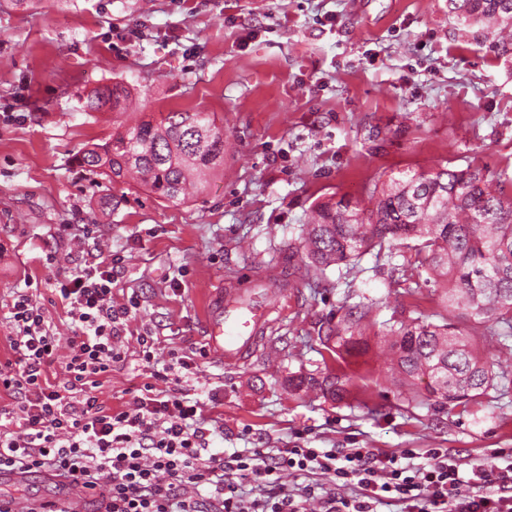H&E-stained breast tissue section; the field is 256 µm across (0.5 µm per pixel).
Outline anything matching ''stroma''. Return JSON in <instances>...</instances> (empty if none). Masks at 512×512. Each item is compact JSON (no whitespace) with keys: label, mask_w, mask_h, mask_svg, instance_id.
Here are the masks:
<instances>
[{"label":"stroma","mask_w":512,"mask_h":512,"mask_svg":"<svg viewBox=\"0 0 512 512\" xmlns=\"http://www.w3.org/2000/svg\"><path fill=\"white\" fill-rule=\"evenodd\" d=\"M135 88L141 114L86 112L103 85ZM201 111L223 125L230 154L205 192L183 203L110 184L75 162L87 143L136 118ZM436 164L479 166L512 192V64L448 18L446 0H41L0 9V360L10 358L13 289L39 284L54 331L71 321L52 300L55 267L116 254L112 291L136 295L138 325L169 350L199 352L192 384L223 418L219 451L247 448H444L464 463L512 451V400L488 395L472 412L410 401L390 378L377 338L384 321L438 312L368 254L334 268L314 291L300 264L301 229L319 200L366 202L377 177ZM116 196L117 209L98 200ZM63 224L87 237L61 238ZM55 264H48V257ZM288 271L278 313L237 362L207 354L206 314L217 289L248 288ZM373 309L364 354L338 365L353 382L334 402L289 391L324 370L320 323L345 305ZM130 356L99 390L106 405L146 382ZM26 504L92 494L45 473L0 480V498Z\"/></svg>","instance_id":"obj_1"}]
</instances>
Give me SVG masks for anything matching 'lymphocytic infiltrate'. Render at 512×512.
<instances>
[{
  "label": "lymphocytic infiltrate",
  "instance_id": "f902f5d3",
  "mask_svg": "<svg viewBox=\"0 0 512 512\" xmlns=\"http://www.w3.org/2000/svg\"><path fill=\"white\" fill-rule=\"evenodd\" d=\"M111 255L71 271L57 269L54 293L74 325L60 340L32 288L14 291L9 302L13 353L0 363V393L14 405L0 427V472H47L92 490L97 512H512V452L461 470L447 449L423 454L374 448L254 449L252 454L215 452L207 405L187 385L198 373L197 355L170 352L158 362V339L136 336V354L150 382L112 408L98 391L115 363L129 324L138 315L136 297L116 301ZM67 346L59 356V346ZM294 470L326 476L355 495L314 486L284 487ZM261 486L259 496L242 487Z\"/></svg>",
  "mask_w": 512,
  "mask_h": 512
}]
</instances>
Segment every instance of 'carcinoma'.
<instances>
[{"instance_id":"1","label":"carcinoma","mask_w":512,"mask_h":512,"mask_svg":"<svg viewBox=\"0 0 512 512\" xmlns=\"http://www.w3.org/2000/svg\"><path fill=\"white\" fill-rule=\"evenodd\" d=\"M448 18L477 28L474 38L512 63V0H447ZM137 99L115 83L87 95L91 112H124ZM79 166L112 183L143 187L156 198L183 203L224 167V128L203 112H172L159 122L142 119L101 144L83 147ZM369 205L330 197L313 206L302 230L307 284L324 287L326 271L348 266L374 251L414 252L413 269L440 293L439 321L395 320L382 336L399 380L428 379L425 401L435 409L478 405L488 392L512 384V196L480 168H421L377 180ZM372 308L356 304L318 334L330 354L360 343ZM350 378L325 368L320 377L288 387L321 392L334 401L350 394Z\"/></svg>"}]
</instances>
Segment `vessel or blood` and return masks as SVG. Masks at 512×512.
<instances>
[{"label": "vessel or blood", "instance_id": "b4317fda", "mask_svg": "<svg viewBox=\"0 0 512 512\" xmlns=\"http://www.w3.org/2000/svg\"><path fill=\"white\" fill-rule=\"evenodd\" d=\"M236 289L220 291L215 296V309L207 319L208 349L226 361L239 359L250 347L269 315L276 311L275 294H267L254 306L237 299Z\"/></svg>", "mask_w": 512, "mask_h": 512}]
</instances>
